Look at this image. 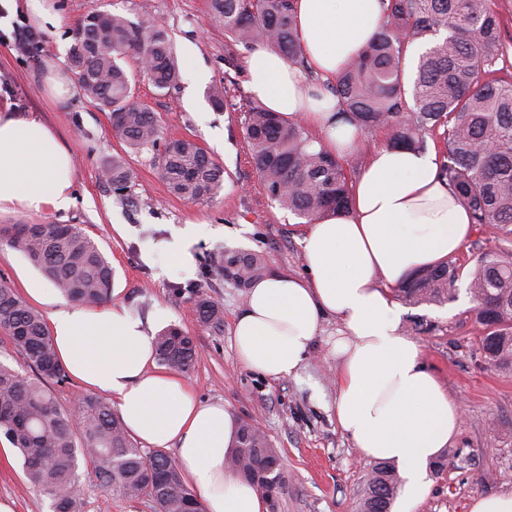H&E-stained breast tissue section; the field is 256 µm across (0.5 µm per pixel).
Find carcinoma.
<instances>
[{
	"label": "carcinoma",
	"mask_w": 512,
	"mask_h": 512,
	"mask_svg": "<svg viewBox=\"0 0 512 512\" xmlns=\"http://www.w3.org/2000/svg\"><path fill=\"white\" fill-rule=\"evenodd\" d=\"M378 30L358 58L326 89L339 103L337 120L358 135L382 130L386 144L423 151L427 137L444 150L439 175L473 224L491 228L495 244L485 249L468 273L467 290L476 301L475 322L485 360L512 369V79L491 77L502 55L501 21L489 0H380ZM210 20L228 37L224 81L209 98L224 107L230 71H239L237 47L264 46L304 65L292 0H210ZM419 55L411 86H406L405 53L417 42ZM134 54L149 64L148 79L159 89L180 76L173 40L152 21L133 23L119 13L88 12L74 34L69 67L84 95L110 114L113 133L133 152L151 150L160 137L156 113L131 103V80L119 63ZM242 125L247 163L268 197L310 224L329 209L351 204L353 175L364 164L358 151L339 156L312 148L314 137L299 121L285 122L250 101ZM169 192L188 201H208L224 188V168L192 139H173L155 157ZM104 172L114 192L127 189L125 159L112 157ZM0 241L24 255L68 301L97 305L112 298V266L98 245L73 224H5ZM217 272L239 288L264 276L256 254L228 251ZM463 268L453 262L418 272L400 288L413 305L451 301ZM202 326L224 330V308L195 293ZM0 333L23 356L33 376L0 364V436L22 456L28 485L49 501L51 512H79V463L93 466L104 500L118 495L147 499L155 512H202V505L176 463L163 451H145L130 436L120 415L93 394L79 397V424L63 409L50 384L70 375L58 360L42 313L7 282H0ZM156 358L169 369L188 371L198 354L195 337L177 326L155 337ZM234 469L251 483L273 492L285 480L279 456L254 425H240ZM399 478L394 466L378 463L366 482L360 512H391Z\"/></svg>",
	"instance_id": "1"
}]
</instances>
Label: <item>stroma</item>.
<instances>
[{"label":"stroma","mask_w":512,"mask_h":512,"mask_svg":"<svg viewBox=\"0 0 512 512\" xmlns=\"http://www.w3.org/2000/svg\"><path fill=\"white\" fill-rule=\"evenodd\" d=\"M66 17L59 29H39L41 47L25 53L16 27L31 23L29 12L0 9V101L37 112L58 133L75 169V206L65 213H0L1 224L57 222L77 225L112 265L113 302L144 322L164 310L168 324L195 336L198 355L185 377L197 397L224 401L239 421L260 427L277 448L285 477L273 512H358L362 488L373 463L339 430L333 412L338 360L333 344L341 323L324 319L305 361L295 375L271 379L246 369L232 342L233 321L245 302V289L222 280L216 258L226 251L260 254L268 271L305 273L300 231L303 221L268 198L245 160L243 107L248 97L243 74L223 109L208 99L210 87L224 80L225 35L209 19V0H56ZM120 13L132 22L158 19L173 38L180 81L170 92L157 90L141 75L135 57L122 65L133 77L135 104L161 118L162 138L201 143L229 175L225 191L211 201L192 202L171 195L149 151L127 153L114 136L109 113L82 93L64 103L50 96L44 77L49 65L66 69L74 32L90 10ZM125 155L131 172L126 196L115 194L102 177V164ZM202 223L195 263L183 272L156 252L159 241L185 222ZM195 285L224 306V330L199 325L190 294L176 285ZM475 302L466 281L454 300L404 305L401 331L422 349V362L462 410V423L444 465L429 468L430 486L415 507L395 498L391 512H470L476 498L512 494V370L490 367L479 350L482 329L472 319ZM423 318L428 332L413 331ZM84 489L81 512H154L150 501L112 498L101 510L92 467L79 470ZM17 451L0 450V497H11L16 512H50L48 499L25 484Z\"/></svg>","instance_id":"1"}]
</instances>
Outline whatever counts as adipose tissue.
Wrapping results in <instances>:
<instances>
[{
  "instance_id": "obj_1",
  "label": "adipose tissue",
  "mask_w": 512,
  "mask_h": 512,
  "mask_svg": "<svg viewBox=\"0 0 512 512\" xmlns=\"http://www.w3.org/2000/svg\"><path fill=\"white\" fill-rule=\"evenodd\" d=\"M305 66L259 47L245 62L247 88L282 120L317 129V147L347 154L353 127L337 122L325 88L375 35L379 0H294ZM318 83L307 80V72ZM70 154L38 113L0 104V212H56L76 204ZM472 233L470 214L439 177L435 152L376 148L353 188L348 214L307 225V278L270 273L255 281L234 320L240 363L270 378L296 373L324 317L344 332L334 351L336 423L365 457L396 462L404 496L427 491L428 463L457 435L461 410L400 330L393 290L418 270L456 255ZM48 330L58 359L79 383L112 398L140 442L174 447L206 512H266L264 498L229 467L239 424L223 402L200 401L187 380L158 369L154 336L125 306L53 302Z\"/></svg>"
}]
</instances>
